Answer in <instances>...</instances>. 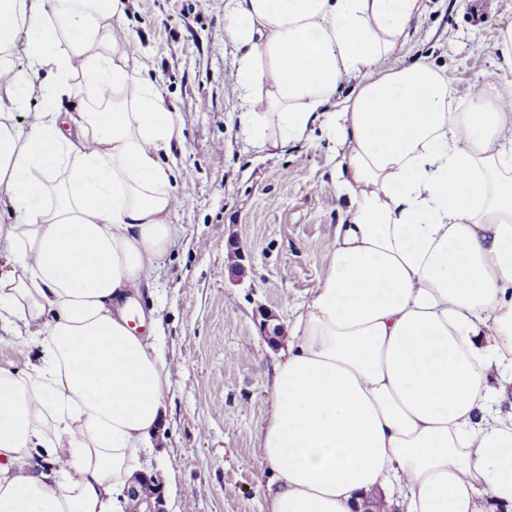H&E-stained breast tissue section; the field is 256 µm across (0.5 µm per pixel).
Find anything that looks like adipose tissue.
Wrapping results in <instances>:
<instances>
[{"label": "adipose tissue", "instance_id": "ef3b65f1", "mask_svg": "<svg viewBox=\"0 0 512 512\" xmlns=\"http://www.w3.org/2000/svg\"><path fill=\"white\" fill-rule=\"evenodd\" d=\"M125 0H0V512H124L167 363L130 302L177 236L184 121L130 51ZM420 0H225L246 140L324 132L350 207L288 324L255 443L267 512H512V98L451 109L387 61ZM25 64L15 61L18 35ZM354 96L328 110L344 80ZM83 109L63 118L59 101ZM32 112L29 122L21 113ZM36 451L44 473L20 466ZM10 335V333L0 330V337L2 339L0 343V367L22 370L26 366V359L13 347L12 341L14 336Z\"/></svg>", "mask_w": 512, "mask_h": 512}]
</instances>
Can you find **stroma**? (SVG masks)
Returning <instances> with one entry per match:
<instances>
[{"mask_svg":"<svg viewBox=\"0 0 512 512\" xmlns=\"http://www.w3.org/2000/svg\"><path fill=\"white\" fill-rule=\"evenodd\" d=\"M494 3L477 21L471 0H421L390 66L422 60L451 73L457 112L470 110L475 83L512 92V58L499 48L512 0ZM123 23L185 123L172 148L179 234L134 296L141 333L154 335L170 365L162 423L137 467L160 471L168 512H266L272 475L253 447L286 346L261 336L255 312L262 305L288 322L316 286L347 210L336 161L320 136L284 153L242 136L248 105L236 88L224 0H127ZM231 239L246 255L240 285L228 272Z\"/></svg>","mask_w":512,"mask_h":512,"instance_id":"1","label":"stroma"}]
</instances>
